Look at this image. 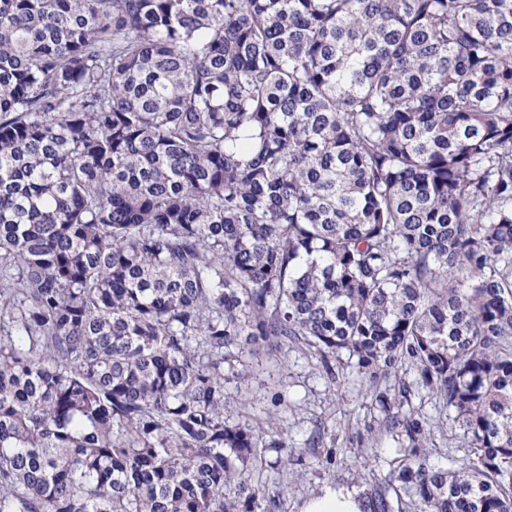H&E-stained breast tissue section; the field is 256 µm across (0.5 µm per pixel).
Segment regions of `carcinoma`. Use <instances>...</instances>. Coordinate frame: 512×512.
Wrapping results in <instances>:
<instances>
[{"instance_id": "1", "label": "carcinoma", "mask_w": 512, "mask_h": 512, "mask_svg": "<svg viewBox=\"0 0 512 512\" xmlns=\"http://www.w3.org/2000/svg\"><path fill=\"white\" fill-rule=\"evenodd\" d=\"M258 344L378 388L365 512H512V0H0V512L274 508ZM415 372L409 369L406 372L405 381L411 386L409 405L420 415L430 431L427 448H429L428 462L431 467L448 469L457 468L470 461L471 452L468 443L463 439L459 430L451 431L448 425L447 410L442 408V403L421 388L415 387L412 382Z\"/></svg>"}]
</instances>
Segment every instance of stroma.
<instances>
[{
    "instance_id": "35a3bbf8",
    "label": "stroma",
    "mask_w": 512,
    "mask_h": 512,
    "mask_svg": "<svg viewBox=\"0 0 512 512\" xmlns=\"http://www.w3.org/2000/svg\"><path fill=\"white\" fill-rule=\"evenodd\" d=\"M414 379V371H407L406 382L413 385ZM248 388L259 421L285 427L289 449L303 456L299 465L269 461L254 471L253 481L277 499L275 512H299L304 499L326 485L355 486L367 493L388 478L397 444L375 407L372 388L357 377L330 381L319 359L292 349L265 362ZM275 392L281 394L282 404L272 403ZM409 404L430 431L431 467L469 463L468 444L460 432L451 431L435 396L413 385ZM327 455L332 463L326 467L321 460Z\"/></svg>"
}]
</instances>
